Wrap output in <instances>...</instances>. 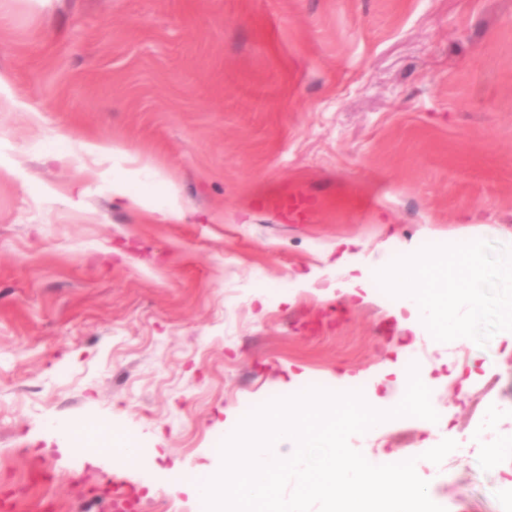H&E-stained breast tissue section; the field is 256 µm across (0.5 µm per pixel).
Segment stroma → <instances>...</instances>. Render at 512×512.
Masks as SVG:
<instances>
[{
  "mask_svg": "<svg viewBox=\"0 0 512 512\" xmlns=\"http://www.w3.org/2000/svg\"><path fill=\"white\" fill-rule=\"evenodd\" d=\"M0 485L55 473L58 512H204L228 417L311 387L357 390L396 350L437 422L350 438L377 464L441 440L419 475L447 512H512V341L413 333L387 293L331 295L336 243L376 268L464 235L512 246V0H0ZM166 178L127 206L75 142ZM60 152L69 161L57 160ZM313 198L308 223L272 201ZM143 448L113 468L72 428Z\"/></svg>",
  "mask_w": 512,
  "mask_h": 512,
  "instance_id": "1",
  "label": "stroma"
}]
</instances>
